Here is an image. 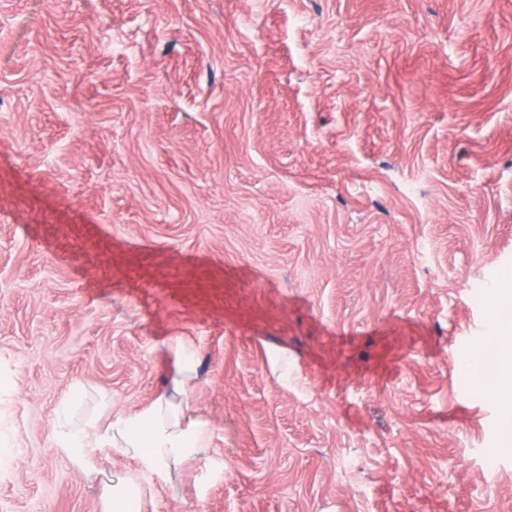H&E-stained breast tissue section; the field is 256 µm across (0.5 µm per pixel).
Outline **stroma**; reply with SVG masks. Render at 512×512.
I'll return each instance as SVG.
<instances>
[{"mask_svg":"<svg viewBox=\"0 0 512 512\" xmlns=\"http://www.w3.org/2000/svg\"><path fill=\"white\" fill-rule=\"evenodd\" d=\"M512 282V0H0V512L196 351L147 512H512L466 363Z\"/></svg>","mask_w":512,"mask_h":512,"instance_id":"obj_1","label":"stroma"}]
</instances>
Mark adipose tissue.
<instances>
[{"label": "adipose tissue", "mask_w": 512, "mask_h": 512, "mask_svg": "<svg viewBox=\"0 0 512 512\" xmlns=\"http://www.w3.org/2000/svg\"><path fill=\"white\" fill-rule=\"evenodd\" d=\"M167 353L177 372L173 388L144 408L115 414L87 429L72 427V399L62 400L56 411L54 445L79 469L95 471L100 448L112 449L137 464V476H119L105 486L104 512H146L148 491L155 482L168 480L173 470L197 458L207 446L209 432L188 397L195 351L175 340Z\"/></svg>", "instance_id": "adipose-tissue-1"}]
</instances>
